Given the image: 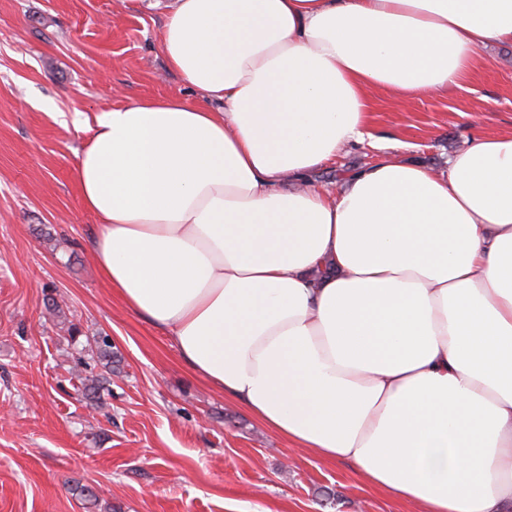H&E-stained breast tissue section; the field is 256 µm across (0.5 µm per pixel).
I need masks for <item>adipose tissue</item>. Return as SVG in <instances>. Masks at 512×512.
<instances>
[{
    "instance_id": "adipose-tissue-1",
    "label": "adipose tissue",
    "mask_w": 512,
    "mask_h": 512,
    "mask_svg": "<svg viewBox=\"0 0 512 512\" xmlns=\"http://www.w3.org/2000/svg\"><path fill=\"white\" fill-rule=\"evenodd\" d=\"M512 0H170L201 93L101 112L75 178L125 306L261 424L422 512H512V131L448 169L364 137L371 93H443Z\"/></svg>"
}]
</instances>
